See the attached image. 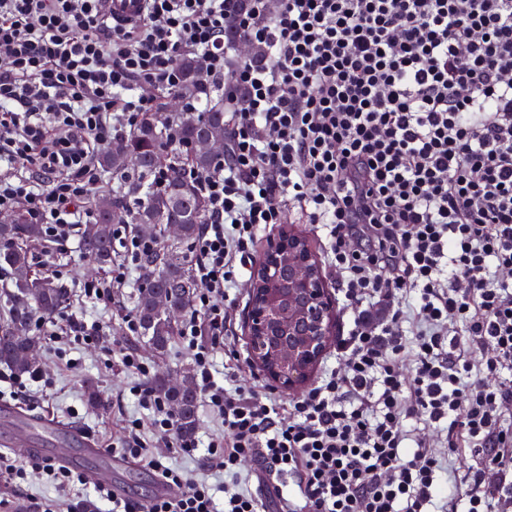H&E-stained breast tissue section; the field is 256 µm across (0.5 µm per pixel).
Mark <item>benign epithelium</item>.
<instances>
[{
	"instance_id": "7a95c632",
	"label": "benign epithelium",
	"mask_w": 512,
	"mask_h": 512,
	"mask_svg": "<svg viewBox=\"0 0 512 512\" xmlns=\"http://www.w3.org/2000/svg\"><path fill=\"white\" fill-rule=\"evenodd\" d=\"M250 361L274 384L302 388L336 334L321 268L306 242L268 244L249 282Z\"/></svg>"
}]
</instances>
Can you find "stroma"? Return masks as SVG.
<instances>
[{"label":"stroma","instance_id":"obj_1","mask_svg":"<svg viewBox=\"0 0 512 512\" xmlns=\"http://www.w3.org/2000/svg\"><path fill=\"white\" fill-rule=\"evenodd\" d=\"M285 211V224L274 225L261 234L251 261L238 274L237 286L232 291L235 301L229 327L233 341L219 350L215 357L217 372H230L233 386L265 391L283 402L291 400V393L276 387L249 361L245 320L249 305L247 285L256 260L260 259L269 242L286 229L306 236L318 262L326 260L325 238L319 226L311 223L297 205H286ZM30 251L35 258L44 253L54 256L62 271L60 282L71 290L70 313L79 320L101 324L103 340L90 345H76L63 353L57 351L52 341H44L38 362L51 383L47 386L31 384L30 399L24 402L23 407L31 414L51 417L62 425L84 432L99 448L120 447L127 421L148 416L130 393L132 387L142 383L143 377L123 366L124 353L130 351L138 355L154 375L178 374L192 369V361L181 341H174L168 353L158 357L145 345L141 336L127 331L123 316L134 307L137 270H130L117 303L105 304L81 295L84 282L102 277L104 271L92 260L81 257L78 239H71L66 247L60 249L43 240L31 245ZM91 387L100 391L101 404L88 401L86 392ZM63 497V492L38 475L29 477L17 491L8 484H0V498L7 500L8 512H38V503Z\"/></svg>","mask_w":512,"mask_h":512}]
</instances>
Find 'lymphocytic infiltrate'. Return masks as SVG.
I'll return each instance as SVG.
<instances>
[{"label":"lymphocytic infiltrate","instance_id":"f902f5d3","mask_svg":"<svg viewBox=\"0 0 512 512\" xmlns=\"http://www.w3.org/2000/svg\"><path fill=\"white\" fill-rule=\"evenodd\" d=\"M231 3L145 0L139 23L119 28L107 0H0V213L26 209L50 242L90 221L101 153L176 92L180 57L224 84L233 139L201 177L199 288L181 327L224 423L204 455L224 501L148 452L137 418L125 454L173 489L150 504L38 457L0 453V480L34 473L108 512H265L268 498L277 512H489L495 497L512 512V0ZM232 26L260 55L232 63ZM289 201L322 224L352 325L344 371L284 405L220 385L212 357L236 265ZM154 245L130 236L85 297L111 301ZM33 324L55 343L100 340L99 324L62 314ZM418 421L445 429L440 449L417 441ZM469 453L485 463L462 497L454 465ZM250 460L263 472L253 489L239 482Z\"/></svg>","mask_w":512,"mask_h":512}]
</instances>
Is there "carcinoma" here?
Instances as JSON below:
<instances>
[{"label": "carcinoma", "mask_w": 512, "mask_h": 512, "mask_svg": "<svg viewBox=\"0 0 512 512\" xmlns=\"http://www.w3.org/2000/svg\"><path fill=\"white\" fill-rule=\"evenodd\" d=\"M179 68L182 82L177 96L205 103L201 115L182 119L162 106L102 154L103 184L89 202L94 219L79 229L80 253L109 264L114 225L133 224L141 232L152 233L165 226L177 228L175 242L154 247L139 261L135 315L148 346L162 355L179 331L176 316L192 308L198 288L190 248L208 212L199 176L212 167L215 145L228 147L232 139L224 104L212 103V94L224 87L204 79L202 64L194 57H183ZM161 166L166 172L157 184L153 177ZM41 236V226L22 210L0 224V266L13 272L0 316V364L18 374L37 368L31 352L43 337L32 332L34 317H51L69 303L71 295L70 289L32 272L29 245ZM151 389L174 413L178 438H192L198 392L190 374L184 373L177 386L157 377Z\"/></svg>", "instance_id": "cac0c4a2"}]
</instances>
